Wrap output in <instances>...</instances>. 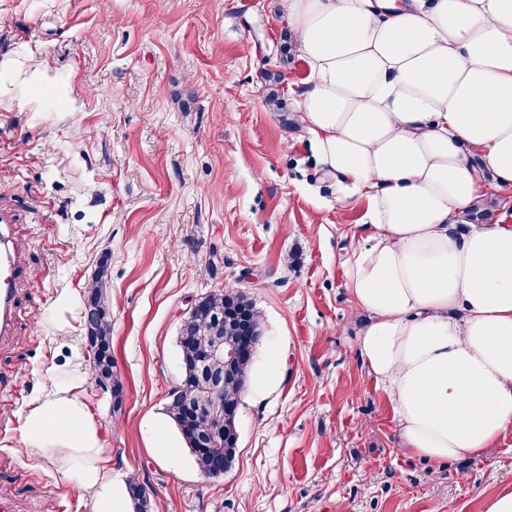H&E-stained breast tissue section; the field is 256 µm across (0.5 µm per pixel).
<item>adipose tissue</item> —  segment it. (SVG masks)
<instances>
[{
	"instance_id": "1",
	"label": "adipose tissue",
	"mask_w": 512,
	"mask_h": 512,
	"mask_svg": "<svg viewBox=\"0 0 512 512\" xmlns=\"http://www.w3.org/2000/svg\"><path fill=\"white\" fill-rule=\"evenodd\" d=\"M311 78L299 121L339 204L368 201L348 289L359 338L407 452L484 458L512 428V224H463L512 186V0H284ZM21 441L130 512L99 423L70 389L28 407Z\"/></svg>"
}]
</instances>
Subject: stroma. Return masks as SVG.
<instances>
[{"label":"stroma","mask_w":512,"mask_h":512,"mask_svg":"<svg viewBox=\"0 0 512 512\" xmlns=\"http://www.w3.org/2000/svg\"><path fill=\"white\" fill-rule=\"evenodd\" d=\"M288 32L283 0H0V213L23 268L0 341L13 512H93L91 491L20 441L30 402L73 379L113 481L138 478L150 512H483L512 492V428L483 460L402 448L347 287L368 202L336 207L298 120L310 68ZM105 253L118 412L82 319ZM222 288L259 310L255 366L272 380L245 389L237 460L209 479L166 406L180 314ZM159 432L174 457L159 458Z\"/></svg>","instance_id":"35a3bbf8"}]
</instances>
